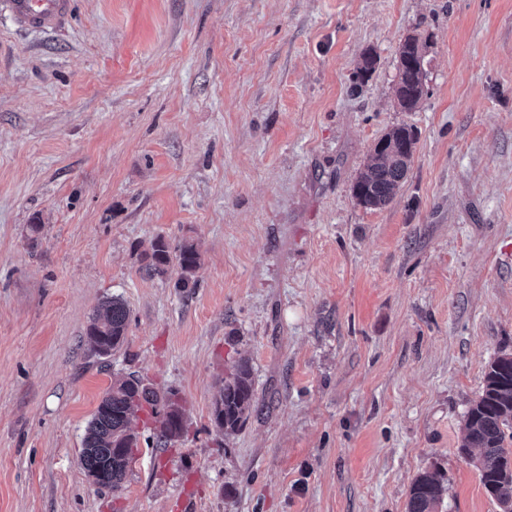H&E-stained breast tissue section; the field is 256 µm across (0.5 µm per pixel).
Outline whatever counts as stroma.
<instances>
[{
  "instance_id": "obj_1",
  "label": "stroma",
  "mask_w": 512,
  "mask_h": 512,
  "mask_svg": "<svg viewBox=\"0 0 512 512\" xmlns=\"http://www.w3.org/2000/svg\"><path fill=\"white\" fill-rule=\"evenodd\" d=\"M426 42L416 111L398 48ZM374 59L359 92L362 56ZM397 126L394 199L353 186ZM41 230L31 234L32 223ZM196 245L146 276L157 237ZM126 340L100 370L107 299ZM512 353V0H72L55 32L0 0V512H500L459 450ZM248 358L256 410L211 424ZM177 390L189 430L141 445L120 492L80 455L113 375ZM420 38L410 36L405 39L399 48L398 56V82L394 88V95L398 98L399 106L406 112L415 111L425 94V72L423 70L414 71L412 68H420L421 62L418 57L409 60V66L405 65L404 59L409 55L415 57L420 51ZM175 257L181 269L176 286L182 292L196 288L195 272L200 265V253L193 243H184L175 249ZM129 311L125 303L118 299L105 302L92 315L86 329L90 351L97 356L101 367H107L109 350L115 351L126 338ZM444 487L435 473H419L410 486L406 512H437Z\"/></svg>"
}]
</instances>
